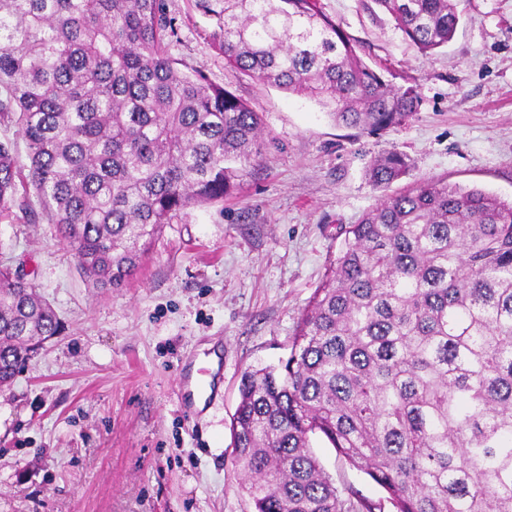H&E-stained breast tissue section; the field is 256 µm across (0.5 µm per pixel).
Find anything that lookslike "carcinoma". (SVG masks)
<instances>
[{
  "label": "carcinoma",
  "mask_w": 512,
  "mask_h": 512,
  "mask_svg": "<svg viewBox=\"0 0 512 512\" xmlns=\"http://www.w3.org/2000/svg\"><path fill=\"white\" fill-rule=\"evenodd\" d=\"M423 56L451 42L456 0H372ZM225 63L376 134L417 112L414 84L369 67L318 0H193ZM166 0H0V214L34 192L80 272L117 288L182 211L234 194L263 121L168 54ZM405 155L372 160L386 188ZM343 239L277 366L246 368L231 419L254 512H373L311 450L323 437L395 512H512V198L443 180L386 197ZM60 319L0 266V390ZM0 141H8L12 145L17 166L27 174L30 165L28 149L15 120L0 121Z\"/></svg>",
  "instance_id": "cac0c4a2"
}]
</instances>
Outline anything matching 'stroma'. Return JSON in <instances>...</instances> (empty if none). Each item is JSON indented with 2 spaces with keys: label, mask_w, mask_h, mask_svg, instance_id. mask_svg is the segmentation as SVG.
I'll return each instance as SVG.
<instances>
[{
  "label": "stroma",
  "mask_w": 512,
  "mask_h": 512,
  "mask_svg": "<svg viewBox=\"0 0 512 512\" xmlns=\"http://www.w3.org/2000/svg\"><path fill=\"white\" fill-rule=\"evenodd\" d=\"M166 3L170 55L260 113L262 156L224 202L164 225L118 288L83 277L36 197L0 219V261L23 265L63 322L0 391V512H253L230 463L241 374L287 358L342 229L416 181L512 198V0H460L454 39L429 57L364 0H319L368 65L419 88L414 117L376 136L229 67L214 19ZM389 152L411 168L382 191L365 168ZM217 341L222 396L196 424L177 404L179 365ZM312 451L336 486L394 512L323 438Z\"/></svg>",
  "instance_id": "35a3bbf8"
}]
</instances>
